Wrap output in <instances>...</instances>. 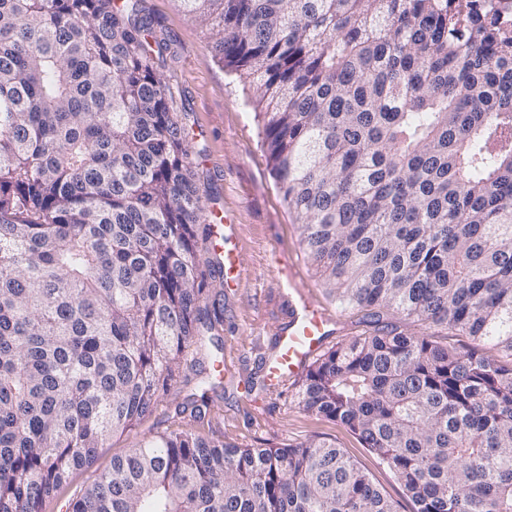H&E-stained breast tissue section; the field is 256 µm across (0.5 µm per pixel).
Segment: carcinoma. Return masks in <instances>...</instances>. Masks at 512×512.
Listing matches in <instances>:
<instances>
[{
  "label": "carcinoma",
  "instance_id": "cac0c4a2",
  "mask_svg": "<svg viewBox=\"0 0 512 512\" xmlns=\"http://www.w3.org/2000/svg\"><path fill=\"white\" fill-rule=\"evenodd\" d=\"M178 2L246 86L316 273L379 325L313 362L299 407L357 434L415 512H512V14ZM161 51L129 0H0V512H41L224 325ZM216 362L177 413L208 405ZM69 512L398 510L332 442L180 432L112 458ZM403 327H408L409 329H413L416 332L428 334L432 336L431 339L442 346H448V348H455L457 350H462L467 346H471L473 342L466 336H456L451 333L448 329L441 326H428L415 324H408ZM402 327V328H403Z\"/></svg>",
  "mask_w": 512,
  "mask_h": 512
}]
</instances>
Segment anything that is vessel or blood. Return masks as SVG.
Wrapping results in <instances>:
<instances>
[{
  "label": "vessel or blood",
  "mask_w": 512,
  "mask_h": 512,
  "mask_svg": "<svg viewBox=\"0 0 512 512\" xmlns=\"http://www.w3.org/2000/svg\"><path fill=\"white\" fill-rule=\"evenodd\" d=\"M238 227L232 222L215 225L212 247L224 259V279L227 287L239 283L242 267L239 252L232 242ZM288 323L277 332L276 357L269 365L273 382L281 383L299 374L304 365L318 353L325 343V327L333 316L320 308L308 295L289 298Z\"/></svg>",
  "instance_id": "obj_1"
}]
</instances>
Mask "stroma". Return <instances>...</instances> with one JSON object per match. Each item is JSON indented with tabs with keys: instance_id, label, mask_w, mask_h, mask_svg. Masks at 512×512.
<instances>
[{
	"instance_id": "35a3bbf8",
	"label": "stroma",
	"mask_w": 512,
	"mask_h": 512,
	"mask_svg": "<svg viewBox=\"0 0 512 512\" xmlns=\"http://www.w3.org/2000/svg\"><path fill=\"white\" fill-rule=\"evenodd\" d=\"M137 9L163 43L155 68L170 87L174 117L188 136L201 201L208 211L239 226L235 245L242 259L241 280L223 291L224 329L217 352L223 378L208 407L193 418L175 412L199 384L198 376L187 372L131 431L100 448L92 466L74 471L46 498L42 512H65L68 502L111 466L113 457L127 454L141 440L181 431L218 436L241 448H287L318 438L336 443L399 512H414L403 484L356 434L340 422L298 408L299 379L279 387L268 384L264 364L274 357L276 333L288 321L280 280H293L335 316L328 346L372 331L374 325L364 313L327 294L271 172L247 94L215 57L211 35L177 0H138Z\"/></svg>"
}]
</instances>
